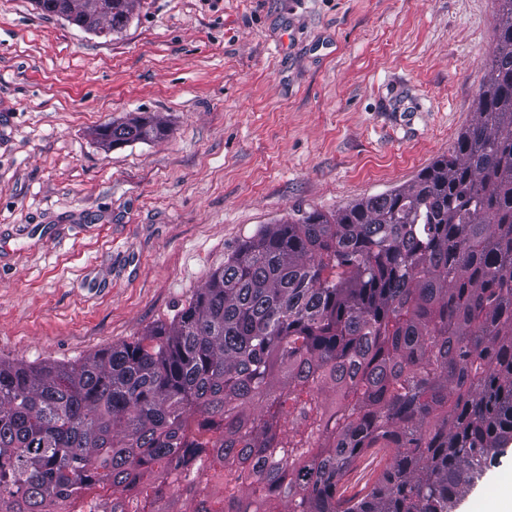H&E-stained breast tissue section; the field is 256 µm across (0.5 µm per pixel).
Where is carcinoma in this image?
I'll list each match as a JSON object with an SVG mask.
<instances>
[{
  "instance_id": "obj_1",
  "label": "carcinoma",
  "mask_w": 512,
  "mask_h": 512,
  "mask_svg": "<svg viewBox=\"0 0 512 512\" xmlns=\"http://www.w3.org/2000/svg\"><path fill=\"white\" fill-rule=\"evenodd\" d=\"M59 1L105 39L133 15L134 0L35 3ZM494 3L475 117L411 185L263 225L130 343L0 360V512H54L101 481L112 512L132 489L173 512L163 472L200 454L216 467L194 512H452L512 444V0ZM165 133L140 114L95 138ZM371 448L390 464L340 496Z\"/></svg>"
}]
</instances>
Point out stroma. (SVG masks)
Instances as JSON below:
<instances>
[{
    "mask_svg": "<svg viewBox=\"0 0 512 512\" xmlns=\"http://www.w3.org/2000/svg\"><path fill=\"white\" fill-rule=\"evenodd\" d=\"M494 26L493 0H138L106 40L0 0V360L131 342L262 225L412 183L470 124ZM135 112L166 135L94 140ZM507 481L512 451L454 512Z\"/></svg>",
    "mask_w": 512,
    "mask_h": 512,
    "instance_id": "1",
    "label": "stroma"
}]
</instances>
